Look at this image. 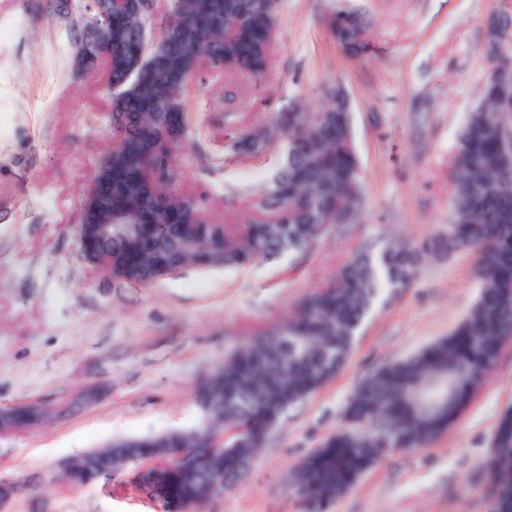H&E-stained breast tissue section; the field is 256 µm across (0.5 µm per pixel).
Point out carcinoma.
<instances>
[{
	"label": "carcinoma",
	"mask_w": 512,
	"mask_h": 512,
	"mask_svg": "<svg viewBox=\"0 0 512 512\" xmlns=\"http://www.w3.org/2000/svg\"><path fill=\"white\" fill-rule=\"evenodd\" d=\"M280 0H171L159 13L155 0L112 12V109L99 120L112 127V148L97 162L112 182L98 186L112 206V239L99 243L117 257L112 277L148 286L172 268H237L305 249L336 216L356 223L362 190L359 157L344 113L326 105L284 112L288 145L285 161L261 194V212L233 224L210 216L213 188L180 190V154L191 134L189 91L207 71L233 70L264 77L278 32ZM40 8L69 35L71 47L83 38L88 17L62 14L60 0ZM351 22L368 35L365 17L345 8L328 24ZM498 92L487 86L481 101L459 129L451 163L447 233L419 247L390 242L380 252L360 248L318 290L304 298L283 323L260 331L237 348L195 391L198 423L167 432L179 441V467L157 475L165 490L163 512L192 510L224 491L255 454L291 405L316 392L342 368L381 293H396L418 276L428 252L477 256V300L447 338L372 373L349 399L344 416L358 422L384 420L382 428L343 430L327 437L293 470L290 487L305 507L324 509L345 494L378 461L375 449L427 448L449 430L454 409L468 407L477 380L495 368L504 335L512 332V163L503 159L501 130L512 127V108L493 104ZM256 159L243 136L215 145L211 164L224 157ZM13 428L36 426L30 408L10 410ZM237 434L213 449V438ZM483 468L499 495L494 512H512V415L498 417ZM151 442L130 453L118 444L75 456L68 474L74 486L88 485L155 454Z\"/></svg>",
	"instance_id": "obj_1"
}]
</instances>
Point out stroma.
<instances>
[{
  "mask_svg": "<svg viewBox=\"0 0 512 512\" xmlns=\"http://www.w3.org/2000/svg\"><path fill=\"white\" fill-rule=\"evenodd\" d=\"M33 0H0V409L58 408L87 386L102 394L80 411L0 440V482L17 494L0 512H162L132 482L133 468L87 487L61 463L124 437L194 426V389L254 334L286 319L361 246L420 245L446 232L455 137L479 102L491 13L512 0H346L372 21L371 52L353 54L324 18L337 0H281L265 77L224 73L200 86L199 125L183 153L186 186L220 194L211 215L255 207L280 167L276 115L318 108L325 86L351 96L363 191L357 223L332 225L302 252L242 269L187 267L130 286L78 255L80 202L112 145L97 114L110 108L106 68L76 70L66 32L35 14ZM271 134L257 160L203 172L197 153L246 129ZM476 258H428L419 277L384 294L341 370L292 405L256 452L246 478L200 512H302L289 474L330 434L350 428L344 408L381 367L448 336L479 292ZM512 405V343L453 427L427 448L394 449L326 512H489V453L499 413Z\"/></svg>",
  "mask_w": 512,
  "mask_h": 512,
  "instance_id": "35a3bbf8",
  "label": "stroma"
}]
</instances>
